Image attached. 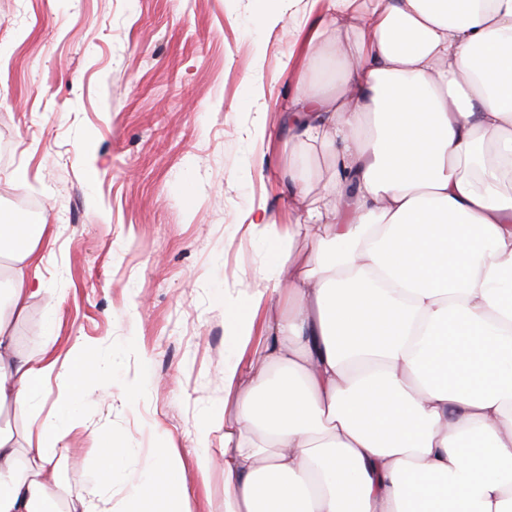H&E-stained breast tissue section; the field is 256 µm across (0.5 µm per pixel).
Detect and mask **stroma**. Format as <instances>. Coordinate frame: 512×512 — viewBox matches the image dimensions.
I'll use <instances>...</instances> for the list:
<instances>
[{
  "mask_svg": "<svg viewBox=\"0 0 512 512\" xmlns=\"http://www.w3.org/2000/svg\"><path fill=\"white\" fill-rule=\"evenodd\" d=\"M302 0L255 30L252 0H0V214L51 225L39 274L63 285L58 354L116 349L154 390L99 384L60 466L78 493L111 436L157 424L186 466L194 512H222L224 473L190 450L224 398V304L256 252L227 227L264 203L288 217L275 120L297 91ZM226 251L223 267L211 258ZM134 290H127V283Z\"/></svg>",
  "mask_w": 512,
  "mask_h": 512,
  "instance_id": "1",
  "label": "stroma"
}]
</instances>
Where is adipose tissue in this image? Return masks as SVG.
<instances>
[{
    "label": "adipose tissue",
    "mask_w": 512,
    "mask_h": 512,
    "mask_svg": "<svg viewBox=\"0 0 512 512\" xmlns=\"http://www.w3.org/2000/svg\"><path fill=\"white\" fill-rule=\"evenodd\" d=\"M307 2L319 87L301 70L278 121L294 222L252 210L277 256L246 305L224 302V512H512V0ZM318 151L333 163L307 175ZM53 243L0 217V412L39 425L0 427V512H193L150 422V447L109 439L84 492L62 485L92 382L117 365L80 342L54 355L65 291L37 275ZM43 293L41 344L21 351L12 325ZM132 469L138 491L113 498Z\"/></svg>",
    "instance_id": "obj_1"
}]
</instances>
